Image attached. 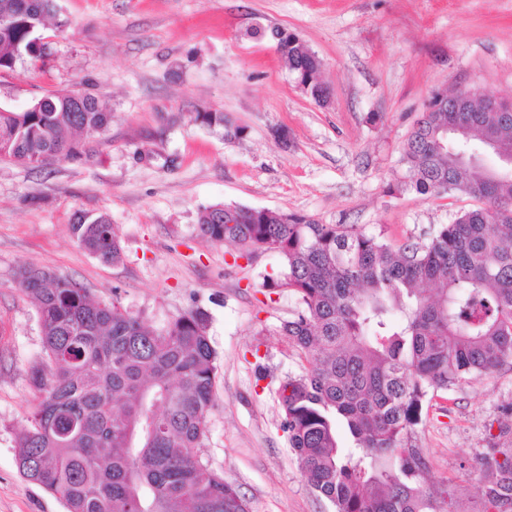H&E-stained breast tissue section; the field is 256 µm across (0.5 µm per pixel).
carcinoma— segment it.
Returning <instances> with one entry per match:
<instances>
[{
  "label": "carcinoma",
  "instance_id": "carcinoma-1",
  "mask_svg": "<svg viewBox=\"0 0 512 512\" xmlns=\"http://www.w3.org/2000/svg\"><path fill=\"white\" fill-rule=\"evenodd\" d=\"M54 0H0V72L33 41ZM264 36L317 103L328 92L321 60L295 34ZM490 96L433 95L404 145L410 187L460 193L478 205L458 211L424 239L392 246L355 224L244 205L199 210V234L246 252L278 256L268 293L297 306L281 334L309 363L278 390L282 430L308 484L333 512H460L451 484L428 492L416 443L423 405L439 391L512 361V174L463 160L443 135L475 137L512 154V113ZM193 120L242 134L222 112ZM112 113L89 93H51L21 111L0 106V160L31 169L88 161L82 134L105 130ZM78 244L104 264L123 251L106 214L80 215ZM16 280L39 313L45 357L32 368L41 399L18 442L28 480L59 497L66 512H250L249 502L198 455L215 406V350L201 311L160 332L116 301L90 298L76 279L22 266ZM350 437L339 443V429ZM481 497L469 512H512V443L483 456Z\"/></svg>",
  "mask_w": 512,
  "mask_h": 512
}]
</instances>
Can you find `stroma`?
<instances>
[{
    "instance_id": "stroma-1",
    "label": "stroma",
    "mask_w": 512,
    "mask_h": 512,
    "mask_svg": "<svg viewBox=\"0 0 512 512\" xmlns=\"http://www.w3.org/2000/svg\"><path fill=\"white\" fill-rule=\"evenodd\" d=\"M43 55L0 73V105L86 89L112 122L88 163L30 170L0 161V512H65L22 476L18 440L39 402V316L20 266L77 279L154 330L208 316L215 407L199 454L252 512H333L301 474L277 390L306 362L280 334L295 307L262 283L270 251L238 257L197 231L198 212L241 204L355 224L401 245L472 207L409 189V133L432 94L459 88L512 102V0H56ZM295 33L322 61L330 101L304 94L264 33ZM221 112L239 137L193 121ZM288 133L279 141L276 130ZM108 214L124 249L107 265L71 232ZM428 485L453 484L469 512L486 448L512 441V363L426 404L416 428Z\"/></svg>"
}]
</instances>
